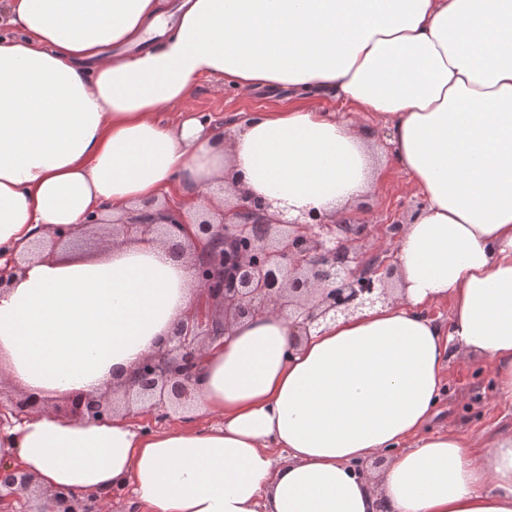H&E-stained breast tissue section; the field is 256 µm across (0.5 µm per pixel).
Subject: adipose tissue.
<instances>
[{
	"label": "adipose tissue",
	"mask_w": 512,
	"mask_h": 512,
	"mask_svg": "<svg viewBox=\"0 0 512 512\" xmlns=\"http://www.w3.org/2000/svg\"><path fill=\"white\" fill-rule=\"evenodd\" d=\"M0 36V381L66 399L130 374L191 310L197 280L157 240L45 251L55 226L219 181L272 214L347 218L387 168L423 204L396 244L398 301L293 342L287 315L237 323L200 363L180 425L36 412L0 462L54 495L131 493L134 512H512V428L429 422L453 348L512 405V0H7ZM131 46L110 59L108 50ZM288 89L229 131L162 121L198 78ZM333 93L372 125L302 98ZM385 137L390 163L374 159ZM450 300L447 323L430 306ZM384 454L379 479L361 465Z\"/></svg>",
	"instance_id": "ef3b65f1"
}]
</instances>
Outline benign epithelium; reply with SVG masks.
<instances>
[{"instance_id": "benign-epithelium-1", "label": "benign epithelium", "mask_w": 512, "mask_h": 512, "mask_svg": "<svg viewBox=\"0 0 512 512\" xmlns=\"http://www.w3.org/2000/svg\"><path fill=\"white\" fill-rule=\"evenodd\" d=\"M266 205L250 202L225 209L219 223L202 213L195 220L205 252L195 256V272L202 300L192 317L177 322L159 348L140 359L132 374L111 384L103 393L76 395L68 401V415L89 423L112 418L117 408L125 414L134 407L170 412L188 407L194 399L199 358L208 345L224 339L230 325L258 315L281 313L294 307L292 326L309 336L327 320L353 315L393 298L388 279V246L371 254L354 244L366 225L330 221L314 212L298 216L267 217ZM186 223L181 212L162 214L146 202L127 224L112 225V238L158 239L181 261L186 240L179 230ZM99 218L80 228L59 226L55 242H72L96 235ZM39 408H49L39 397L25 395L11 403L21 420ZM32 478L0 463V489L13 494L31 490ZM62 512H94L91 501L78 494L62 497Z\"/></svg>"}]
</instances>
